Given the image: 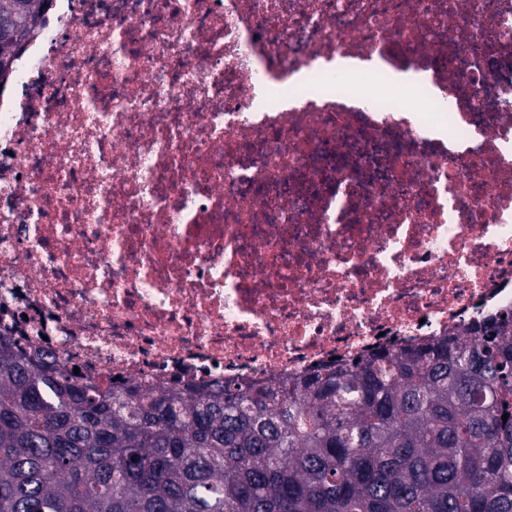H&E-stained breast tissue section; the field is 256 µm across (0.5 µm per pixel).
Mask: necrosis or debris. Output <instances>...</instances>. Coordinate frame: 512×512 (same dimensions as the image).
<instances>
[{
	"instance_id": "obj_1",
	"label": "necrosis or debris",
	"mask_w": 512,
	"mask_h": 512,
	"mask_svg": "<svg viewBox=\"0 0 512 512\" xmlns=\"http://www.w3.org/2000/svg\"><path fill=\"white\" fill-rule=\"evenodd\" d=\"M413 70L407 98L360 97ZM0 97V332L270 382L512 308V0H53Z\"/></svg>"
}]
</instances>
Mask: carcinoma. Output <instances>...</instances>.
Wrapping results in <instances>:
<instances>
[{
	"instance_id": "cac0c4a2",
	"label": "carcinoma",
	"mask_w": 512,
	"mask_h": 512,
	"mask_svg": "<svg viewBox=\"0 0 512 512\" xmlns=\"http://www.w3.org/2000/svg\"><path fill=\"white\" fill-rule=\"evenodd\" d=\"M49 3L0 0V94ZM0 512H512V311L183 389L83 384L0 335Z\"/></svg>"
}]
</instances>
